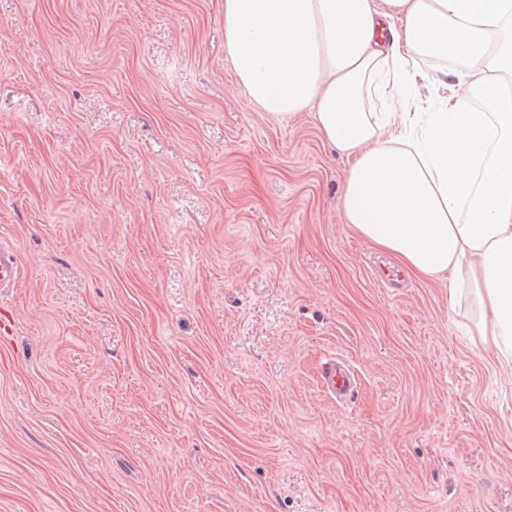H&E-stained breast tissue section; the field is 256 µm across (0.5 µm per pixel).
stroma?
<instances>
[{"instance_id":"1","label":"stroma","mask_w":512,"mask_h":512,"mask_svg":"<svg viewBox=\"0 0 512 512\" xmlns=\"http://www.w3.org/2000/svg\"><path fill=\"white\" fill-rule=\"evenodd\" d=\"M347 168L224 0H0V512H512V372L469 292L376 281ZM22 279L19 255L14 241L0 234V292L19 288ZM323 380L326 389L332 396L345 397L353 391L351 375L335 364H325Z\"/></svg>"}]
</instances>
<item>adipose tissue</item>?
<instances>
[{"label": "adipose tissue", "instance_id": "adipose-tissue-1", "mask_svg": "<svg viewBox=\"0 0 512 512\" xmlns=\"http://www.w3.org/2000/svg\"><path fill=\"white\" fill-rule=\"evenodd\" d=\"M237 83L277 118L312 110L351 160L347 223L407 271L478 296L481 343L512 368V0H224ZM439 109L375 112L427 79Z\"/></svg>", "mask_w": 512, "mask_h": 512}]
</instances>
